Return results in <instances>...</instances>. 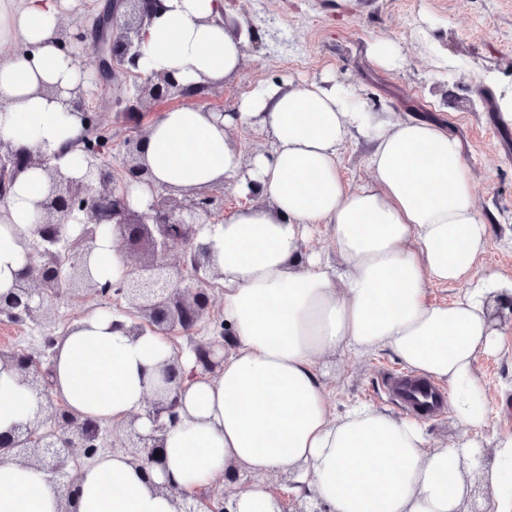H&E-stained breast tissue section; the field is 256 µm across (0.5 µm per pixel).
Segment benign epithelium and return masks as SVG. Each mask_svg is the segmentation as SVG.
Returning a JSON list of instances; mask_svg holds the SVG:
<instances>
[{
	"label": "benign epithelium",
	"instance_id": "benign-epithelium-1",
	"mask_svg": "<svg viewBox=\"0 0 512 512\" xmlns=\"http://www.w3.org/2000/svg\"><path fill=\"white\" fill-rule=\"evenodd\" d=\"M155 0H112V10L102 11L92 30L102 43L112 42L110 50L99 59L97 76L90 86L82 83L71 89L45 86L39 94L57 99L67 110L88 124L96 105L95 88L115 84L121 78L133 79L132 100L126 101L122 114L135 124L137 135L125 141V157L120 170L105 166L102 155L108 141L99 135H85L79 144L89 176L74 178L53 166L41 154L24 152L0 141V203L5 200L18 177L28 170L39 169L48 183L45 194L35 201L37 238L28 256L25 272L13 288L0 294V321L13 324H39L50 318L48 303L66 294L87 299L110 294L124 298L133 310L129 332L136 335L145 326L173 340L177 335L194 338L201 324L211 316V297L205 285L220 277L211 261L210 245L198 240L202 217H211L224 209V190L192 195L178 203L163 195H153L144 210L130 206L126 186L132 182L149 183V169L142 158V146L149 129L142 120L148 113L140 111L146 101L160 108L186 98H194L214 88V83L188 87L170 71L157 70L145 76L138 71L140 52L136 44L144 23L150 19ZM86 37L76 22L60 23L58 44L68 51L72 43ZM119 234L133 246L126 256V268L116 283L93 279L86 260L99 238ZM191 270L186 284L182 270ZM57 337L45 336L41 350L19 352L0 348V362L11 363L41 401L43 418L36 424H21L0 436V456H7L24 466H34L58 479L62 486V512H71L77 496L79 465L82 459L95 457L105 446L102 427L82 417L52 396V366L43 358L55 353ZM229 345L228 332L222 330L207 339L194 342L192 378L217 375L224 363V347ZM164 388L153 394L146 416L154 428L139 430V414L129 417L124 450L132 462L163 465V432L180 421L178 390L187 375L180 354L163 364Z\"/></svg>",
	"mask_w": 512,
	"mask_h": 512
}]
</instances>
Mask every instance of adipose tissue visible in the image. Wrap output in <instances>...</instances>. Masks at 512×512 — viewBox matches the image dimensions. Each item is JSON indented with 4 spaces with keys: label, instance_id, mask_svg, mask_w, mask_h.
<instances>
[{
    "label": "adipose tissue",
    "instance_id": "obj_1",
    "mask_svg": "<svg viewBox=\"0 0 512 512\" xmlns=\"http://www.w3.org/2000/svg\"><path fill=\"white\" fill-rule=\"evenodd\" d=\"M65 0H0V138L51 157L73 172L82 133L61 102L40 95L65 89L83 73L55 38ZM140 32L143 73L175 71L180 82L220 81L239 69L247 34L230 33L224 0H156ZM257 129L268 149L244 154L234 131ZM146 142L150 184L128 200L146 208L159 188H213L232 182L259 197L223 223L207 226L224 289V325L233 344L215 379L185 381L178 424L168 428L164 467L132 464L119 450L80 470L76 512H177L178 498L224 481L230 512H282L264 484L238 489L241 474H287L294 497L327 512H458L461 462L479 447L487 423L476 374L479 355L512 350L493 331L488 305L512 294L502 274H478L487 225L478 216L469 167L458 140L439 123L390 121L352 103L329 80L266 86L221 115L182 106L151 121ZM365 140L367 182L340 173L346 145ZM41 171L22 174L0 206V292L12 288L33 239V201ZM324 227L329 253L307 251ZM460 283L450 302L428 299L435 284ZM122 317L93 310L59 336L53 362L57 396L80 415L120 424L140 411L173 350L144 328L130 338ZM388 349L412 372L444 382L462 429L451 446L428 442L419 423L354 404L334 412L319 374L321 358L357 359ZM40 402L0 368V434L34 420ZM495 464L482 468L488 512H512V433L494 435ZM175 493L161 491V484ZM49 476L0 458V512H60Z\"/></svg>",
    "mask_w": 512,
    "mask_h": 512
}]
</instances>
